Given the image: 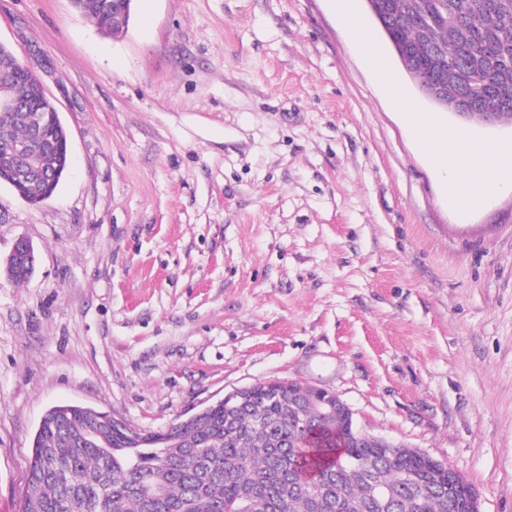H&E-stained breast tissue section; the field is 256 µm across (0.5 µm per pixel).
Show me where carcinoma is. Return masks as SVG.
Wrapping results in <instances>:
<instances>
[{
    "label": "carcinoma",
    "instance_id": "cac0c4a2",
    "mask_svg": "<svg viewBox=\"0 0 512 512\" xmlns=\"http://www.w3.org/2000/svg\"><path fill=\"white\" fill-rule=\"evenodd\" d=\"M101 31L112 29L121 0H73ZM382 18L394 52L408 50L429 83L477 112L512 120V0H367ZM28 70L4 68L0 97L31 104ZM30 141L21 113L0 110V166L18 162L12 149ZM35 168L22 193L37 202L44 177L64 166L65 146L31 147ZM7 276L25 282L33 268L9 258ZM310 398L287 381L259 384L234 411L214 402L202 415L174 424L161 444L137 441L102 413L80 405L51 407L38 426L30 457L25 512H242L256 496L265 512H469L471 484L448 485V471L410 448L356 443L347 426L307 410L305 429L288 432V396ZM378 458L354 470L342 455ZM396 492L394 505L377 490Z\"/></svg>",
    "mask_w": 512,
    "mask_h": 512
}]
</instances>
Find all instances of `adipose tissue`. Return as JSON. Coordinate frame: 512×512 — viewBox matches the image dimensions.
Listing matches in <instances>:
<instances>
[{
  "instance_id": "obj_1",
  "label": "adipose tissue",
  "mask_w": 512,
  "mask_h": 512,
  "mask_svg": "<svg viewBox=\"0 0 512 512\" xmlns=\"http://www.w3.org/2000/svg\"><path fill=\"white\" fill-rule=\"evenodd\" d=\"M337 18L363 50L378 83L387 90L415 138L427 148L433 167L446 175L448 190L460 206L477 208L495 194L512 189L511 147L492 146L446 132L432 115L416 111L385 66L378 46L355 22L349 0H338Z\"/></svg>"
}]
</instances>
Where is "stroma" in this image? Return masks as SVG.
Here are the masks:
<instances>
[{
    "instance_id": "1",
    "label": "stroma",
    "mask_w": 512,
    "mask_h": 512,
    "mask_svg": "<svg viewBox=\"0 0 512 512\" xmlns=\"http://www.w3.org/2000/svg\"><path fill=\"white\" fill-rule=\"evenodd\" d=\"M351 6L418 111L512 146V122L429 102ZM0 42L71 154L40 204L0 184V261L37 255L0 272V512L54 405L160 431L271 380L512 512V190L452 206L331 0H134L118 37L72 0H0Z\"/></svg>"
}]
</instances>
